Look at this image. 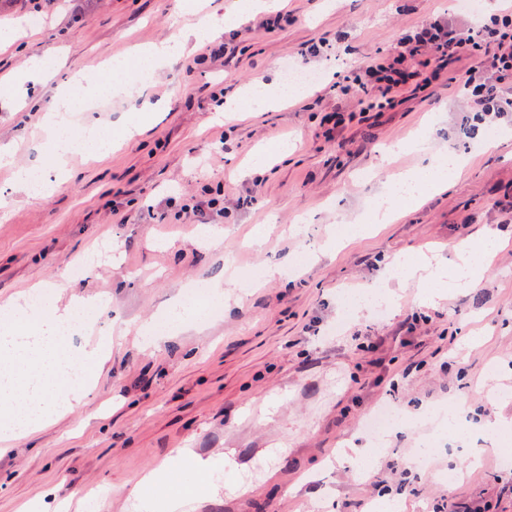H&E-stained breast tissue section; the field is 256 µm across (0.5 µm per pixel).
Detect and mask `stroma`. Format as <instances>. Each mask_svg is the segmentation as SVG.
I'll return each mask as SVG.
<instances>
[{"mask_svg":"<svg viewBox=\"0 0 512 512\" xmlns=\"http://www.w3.org/2000/svg\"><path fill=\"white\" fill-rule=\"evenodd\" d=\"M244 2L201 0L190 14L183 0H0V35L12 36L0 49V80L41 57L49 95ZM473 19L456 0H288L278 24L250 15L144 80L118 78L83 95L67 119L75 133L92 119L113 135L142 112L152 115L149 127L102 156L71 155L68 176L44 198L17 192L11 168L0 165V197L11 200L0 215V300L35 286L50 307L96 299L72 343L112 347L103 370L79 365L95 380L83 405L55 406L37 437L18 436L0 452V512H138L122 505L118 486L172 463L181 448L208 460L186 482L220 492L193 512H273L282 501L290 512H365L393 497L403 512L473 498L485 512H512V464L501 446L483 447L472 462L424 416L463 402L512 422V121L492 141L460 138L472 119L462 99L471 58L446 67L434 95L403 93L378 115L361 112L356 92L335 89L356 64L396 55L401 34ZM314 44L321 52L306 63L317 82L275 109L225 121L214 92L236 94ZM335 111L347 121L331 135L326 117ZM42 116L0 99V143L13 144L16 161L35 158ZM422 127L434 151L467 159L461 178L371 228L377 149ZM278 141L291 144L288 155L244 174L259 146ZM211 198L213 225L225 231L216 242L199 238L193 211ZM259 226L266 234L257 248ZM489 226L508 243L473 287L429 306L424 284L411 281L393 309L347 314V296L381 283L392 255L444 254ZM332 237L341 245L323 257ZM96 253L97 265L71 275V263ZM249 268L280 274L248 287L239 274ZM198 282L223 283L229 305L199 331L170 323L153 348L146 328ZM388 404L410 419L386 437L375 466L413 470L403 489L337 463L345 445L370 441L364 419ZM425 443L432 463L418 470L412 457ZM216 448L234 449L237 467L210 460ZM449 468L460 474L451 485L438 478ZM284 470L294 474V494Z\"/></svg>","mask_w":512,"mask_h":512,"instance_id":"1","label":"stroma"}]
</instances>
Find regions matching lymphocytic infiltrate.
Here are the masks:
<instances>
[{
    "label": "lymphocytic infiltrate",
    "mask_w": 512,
    "mask_h": 512,
    "mask_svg": "<svg viewBox=\"0 0 512 512\" xmlns=\"http://www.w3.org/2000/svg\"><path fill=\"white\" fill-rule=\"evenodd\" d=\"M465 57L477 58L463 84V94L476 122L493 126L512 115V0L482 20L459 29L434 21L401 39V50L392 61L366 66L348 75L357 87L362 111L381 112L394 101L393 91L413 84L426 91L437 81L440 64ZM414 70H405L407 60Z\"/></svg>",
    "instance_id": "lymphocytic-infiltrate-1"
}]
</instances>
